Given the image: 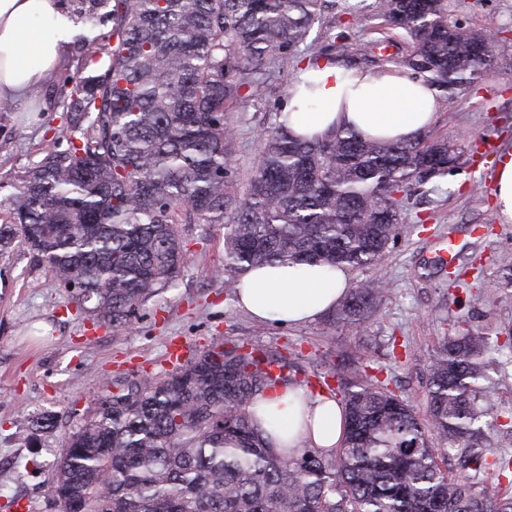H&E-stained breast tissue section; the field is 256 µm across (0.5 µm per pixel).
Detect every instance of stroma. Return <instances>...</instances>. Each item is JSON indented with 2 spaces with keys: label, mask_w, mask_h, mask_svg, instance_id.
I'll use <instances>...</instances> for the list:
<instances>
[{
  "label": "stroma",
  "mask_w": 512,
  "mask_h": 512,
  "mask_svg": "<svg viewBox=\"0 0 512 512\" xmlns=\"http://www.w3.org/2000/svg\"><path fill=\"white\" fill-rule=\"evenodd\" d=\"M331 0L299 54H317L332 35L350 41L384 38L386 23L365 0ZM448 18L474 28L494 26L496 69L460 93L454 108L439 109L431 136L469 149L486 137L499 152H512V0H447ZM289 69L279 87L231 112L237 130L233 180L245 186L258 161L262 130L278 117ZM58 81L50 79L26 108L0 112V201L17 175L41 158V150L63 126L57 106ZM496 155L478 157L449 175L441 188L412 198V214L375 267L349 270L351 282L382 278L392 291L363 328L324 329L322 319L291 326L254 320L236 305L231 289L211 280L224 263V227L188 224L183 236L193 252L177 288L152 298L139 310L133 329L93 326L77 314L67 292L45 269L33 265L21 245L0 251V507L21 501L18 512H52L43 497L61 443L79 418L93 408L104 382L131 372H165L167 352L180 347L184 358L224 338L276 349L298 359L306 371L323 359L352 361L367 355L374 375L396 387L416 411L428 417L427 365L445 337L472 327L490 337L512 330V223H501L493 202ZM454 244L464 286L433 264ZM45 412L58 417L40 445L19 439L29 419Z\"/></svg>",
  "instance_id": "1"
}]
</instances>
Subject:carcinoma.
Instances as JSON below:
<instances>
[{"mask_svg":"<svg viewBox=\"0 0 512 512\" xmlns=\"http://www.w3.org/2000/svg\"><path fill=\"white\" fill-rule=\"evenodd\" d=\"M79 2L78 17L104 7L112 22L105 35L79 37L80 68L102 54L110 65L60 80L67 146L53 141L18 177L0 210V251L24 245L96 326L132 328L146 302L176 285L189 261L184 224L225 225L224 266L211 277L226 288L273 262L376 266L411 196L465 164L444 139L377 142L338 127L304 140L280 123L261 132L239 195L228 112L284 75L329 0ZM375 9L412 49L391 37L333 41L310 61L368 63L375 74L394 66L449 106L493 66L481 46L494 31L449 22L445 0H376ZM388 292L380 279L358 282L329 324L363 326ZM505 347L511 332L502 346L476 329L448 337L428 364L426 424L374 380L365 356L347 377L325 364L312 377L341 395L345 437L330 452L290 455L256 430L251 406L313 382L297 380L299 365L277 350L226 339L172 371L115 377L65 439L45 497L55 512H512V496L487 480L491 469L512 474V457L487 460L495 413L481 384ZM30 424L26 446L56 416ZM445 449L455 474L437 462Z\"/></svg>","mask_w":512,"mask_h":512,"instance_id":"cac0c4a2","label":"carcinoma"}]
</instances>
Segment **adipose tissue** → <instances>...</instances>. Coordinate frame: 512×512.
Returning a JSON list of instances; mask_svg holds the SVG:
<instances>
[{
    "mask_svg": "<svg viewBox=\"0 0 512 512\" xmlns=\"http://www.w3.org/2000/svg\"><path fill=\"white\" fill-rule=\"evenodd\" d=\"M79 28L62 0H0V101L30 100L62 65ZM295 87L279 120L307 140L345 127L365 139L412 141L433 126L439 110L434 87L395 68L376 77L322 61L303 67ZM349 285L342 268L264 265L241 276L236 299L257 319L298 325L332 311ZM254 412L259 433L292 454L335 448L344 436L336 399L302 387L259 395Z\"/></svg>",
    "mask_w": 512,
    "mask_h": 512,
    "instance_id": "obj_1",
    "label": "adipose tissue"
}]
</instances>
